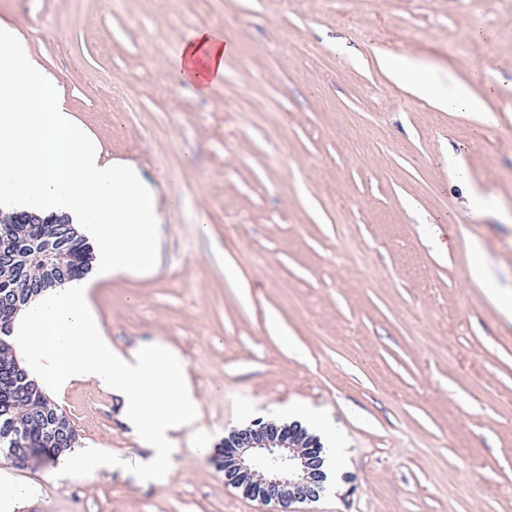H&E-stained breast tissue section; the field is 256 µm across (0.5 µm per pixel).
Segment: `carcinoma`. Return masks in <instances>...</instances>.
<instances>
[{"label": "carcinoma", "mask_w": 512, "mask_h": 512, "mask_svg": "<svg viewBox=\"0 0 512 512\" xmlns=\"http://www.w3.org/2000/svg\"><path fill=\"white\" fill-rule=\"evenodd\" d=\"M0 230V294L35 283H65L91 270V246L64 218L59 224H0ZM1 421L11 426H0V446L19 464L29 453L52 462L78 444L69 434L64 413L28 380L21 391L0 397Z\"/></svg>", "instance_id": "obj_1"}]
</instances>
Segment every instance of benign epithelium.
<instances>
[{
  "label": "benign epithelium",
  "mask_w": 512,
  "mask_h": 512,
  "mask_svg": "<svg viewBox=\"0 0 512 512\" xmlns=\"http://www.w3.org/2000/svg\"><path fill=\"white\" fill-rule=\"evenodd\" d=\"M317 440L296 425L257 422L232 431L215 458L224 483L275 512L317 501L326 474Z\"/></svg>",
  "instance_id": "obj_1"
}]
</instances>
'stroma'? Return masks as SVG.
I'll return each mask as SVG.
<instances>
[{"instance_id": "1", "label": "stroma", "mask_w": 512, "mask_h": 512, "mask_svg": "<svg viewBox=\"0 0 512 512\" xmlns=\"http://www.w3.org/2000/svg\"><path fill=\"white\" fill-rule=\"evenodd\" d=\"M0 22L106 158L179 198L158 272L97 279L91 300L117 348L178 351L201 401L160 486L126 464L150 451L117 399L73 383L59 407L80 444L117 458L11 467L40 487L21 512H269L214 451L299 403L346 456L297 512H512V321L469 279L479 253L512 289V0H0ZM198 29L234 45L205 92L167 73ZM385 53L495 94L442 110Z\"/></svg>"}]
</instances>
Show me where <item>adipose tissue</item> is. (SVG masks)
<instances>
[{
	"instance_id": "ef3b65f1",
	"label": "adipose tissue",
	"mask_w": 512,
	"mask_h": 512,
	"mask_svg": "<svg viewBox=\"0 0 512 512\" xmlns=\"http://www.w3.org/2000/svg\"><path fill=\"white\" fill-rule=\"evenodd\" d=\"M234 50L221 35H186L171 68L175 81L207 89L224 73ZM389 68L405 72L421 97L473 112L483 102L459 83L437 85L434 68L395 56ZM175 196L161 198L130 162L106 160L91 132L66 110L58 84L30 58L18 29L0 25V212L26 210L66 217L95 245L101 276L147 274L158 265L157 243ZM78 279L45 288L15 315L13 357L45 392L73 381L93 383L121 401L135 440L149 448L140 461L146 478L168 483L175 435L199 415L200 401L181 355L161 342L130 350L113 346ZM107 448L61 455V474L94 475L111 467Z\"/></svg>"
}]
</instances>
